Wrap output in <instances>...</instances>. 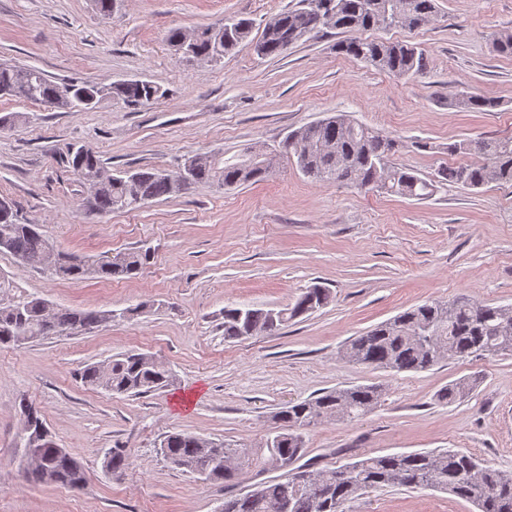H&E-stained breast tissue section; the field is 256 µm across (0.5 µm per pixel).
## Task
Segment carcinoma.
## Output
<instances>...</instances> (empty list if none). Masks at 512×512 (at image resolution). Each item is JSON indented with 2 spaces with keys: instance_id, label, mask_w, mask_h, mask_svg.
I'll use <instances>...</instances> for the list:
<instances>
[{
  "instance_id": "1",
  "label": "carcinoma",
  "mask_w": 512,
  "mask_h": 512,
  "mask_svg": "<svg viewBox=\"0 0 512 512\" xmlns=\"http://www.w3.org/2000/svg\"><path fill=\"white\" fill-rule=\"evenodd\" d=\"M303 7L280 13L266 22L261 35L250 39L252 22L229 16L224 23L199 31L190 58L213 62L224 53L251 40L261 57L285 53L284 44L294 45L322 28L349 34L336 50L358 62L397 77H409L426 68V58L416 46L391 40L363 37L371 29H417L436 14L435 0H302ZM68 93V109L83 111L98 107L85 99L93 94L87 82L57 83L34 67L0 64V95L23 102L60 105ZM108 102L127 107L142 106L165 97L160 85L142 79L112 83ZM448 107L464 112H492L499 101L467 90L448 98ZM479 144L478 163L445 167L439 179L469 189L490 183H512V136L453 142L445 147L450 155L472 151ZM398 141L383 132L336 113L291 130L271 154L254 151L242 160L210 156L190 166L188 182L180 186L152 167L129 173L112 172L100 156L83 146L67 151V163L82 180L92 177L98 188L90 206L100 213L131 211L146 202L180 195L191 186L217 183L234 188L262 180L274 166L271 156L285 157L316 182H348L381 193L422 200L430 197L437 180L424 179L412 169L389 164ZM0 252L20 260H43V266L63 279L98 276L106 280L135 277L151 258V250L118 251L100 258L65 261L40 232L39 225L18 219L13 205H0ZM329 289L307 288L294 304L279 310L249 306L224 308V339L240 340L269 334L291 321L312 313L331 301ZM43 301L22 298L0 305V346L31 343L48 337L45 326L58 335L75 329L89 330L106 320L92 310L56 309L42 314ZM512 355V307L489 305L459 298L451 302L424 303L351 338L341 350L349 362L387 371H427L449 358ZM82 382L111 395L141 396L176 383V375L156 358L126 353L102 367L87 365ZM474 381L462 380L443 387L436 399L453 403L469 393ZM382 390L376 385H353L323 391L302 401L290 402L274 414L279 423L255 448L230 442L203 445L204 437L174 432L166 435L160 452L177 468L210 483L226 486L237 475L255 471V476L274 468L273 458L288 470L261 479L242 494L224 498V512H343L349 500L368 491L402 486L430 488L473 503L478 512H512V474L496 469L471 454L451 448L440 451L406 452L367 456L335 468L309 470L297 465L306 453L304 432L319 422L355 421L378 405ZM37 465L27 473L37 483L78 488L84 481L79 462L58 451L52 438L38 442Z\"/></svg>"
}]
</instances>
